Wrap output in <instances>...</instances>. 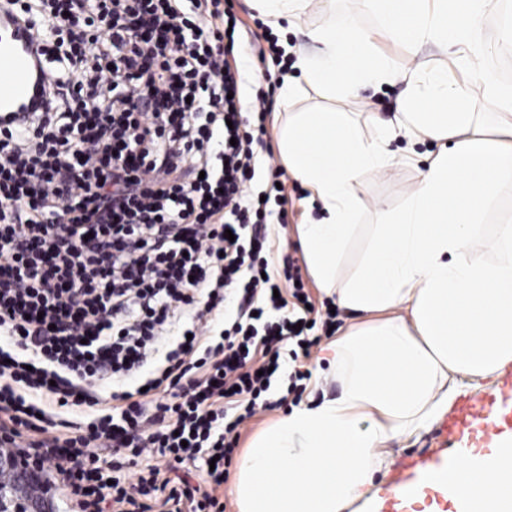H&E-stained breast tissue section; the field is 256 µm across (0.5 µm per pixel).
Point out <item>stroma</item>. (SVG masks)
I'll list each match as a JSON object with an SVG mask.
<instances>
[{
	"label": "stroma",
	"mask_w": 512,
	"mask_h": 512,
	"mask_svg": "<svg viewBox=\"0 0 512 512\" xmlns=\"http://www.w3.org/2000/svg\"><path fill=\"white\" fill-rule=\"evenodd\" d=\"M231 4L234 13L250 29L260 33H270L279 42L288 43L290 53L287 57V77L289 78H300L301 70L298 66L300 56L317 49L316 43L310 37L311 32L327 22L330 16L334 15L340 19L348 17L359 29L370 35L372 51L393 60L398 66L403 68L437 64L446 66L451 81L470 86V111L478 113L485 126L490 127L494 124L485 92L476 82L472 71L450 67V53L434 44L426 43L415 50L386 36L381 30L374 0H336L334 8L331 9L327 8L324 0H308L298 19L289 23L283 21L276 25L255 9L253 0H231ZM480 30L485 39L496 41L498 44L497 51L484 58V67L494 71L502 83L512 82V77L503 71L500 63L503 55L512 54V0H497L496 4L482 17ZM236 60L238 66L249 74L259 77L267 74L271 77L272 86L268 95L269 110L264 121L266 133L263 140L272 148L277 145L276 128L285 120L286 113L290 110L348 112L359 122L365 136H373L376 133L374 118L394 119L398 102L406 89L405 83L402 82L388 84L368 81L360 85L356 96L332 99L327 97L320 88L307 85L304 86L301 95L291 108L285 109L278 104L283 77L279 76L277 66H274L270 59L261 57L258 45L242 43L237 50ZM390 148L396 154L412 156L413 161L409 164L389 167L377 174L364 176L360 181L356 188L359 212L348 247L338 265L340 278H347L358 269L372 244L375 225L382 223L387 213L404 205L412 187L425 169L427 155L436 151L437 146L429 141L411 145L399 137L391 142ZM283 182L288 198L287 224L283 227L276 225L271 229L273 258L278 262L286 257L296 260L310 300L316 310L321 311L326 305L331 304L332 299L319 288L309 273L299 243L297 227L321 219L322 207L318 202L311 200L309 191L291 175H284ZM508 222L512 223V185L503 184L497 187L491 204L481 218L478 236L470 242L471 251L476 258L484 261L493 258L492 241L496 227ZM287 384V377L283 374L273 381L270 397L277 400L279 406L273 410L258 412L242 427L240 448H247L256 434L291 410V403L284 400Z\"/></svg>",
	"instance_id": "35a3bbf8"
}]
</instances>
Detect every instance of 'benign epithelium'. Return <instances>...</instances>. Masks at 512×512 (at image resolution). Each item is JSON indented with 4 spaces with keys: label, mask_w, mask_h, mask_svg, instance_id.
Listing matches in <instances>:
<instances>
[{
    "label": "benign epithelium",
    "mask_w": 512,
    "mask_h": 512,
    "mask_svg": "<svg viewBox=\"0 0 512 512\" xmlns=\"http://www.w3.org/2000/svg\"><path fill=\"white\" fill-rule=\"evenodd\" d=\"M0 474L10 482L0 485V512H51V507L38 493L39 475L26 468L21 457L0 453Z\"/></svg>",
    "instance_id": "benign-epithelium-1"
}]
</instances>
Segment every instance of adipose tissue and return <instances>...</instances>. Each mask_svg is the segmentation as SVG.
<instances>
[{"instance_id": "1", "label": "adipose tissue", "mask_w": 512, "mask_h": 512, "mask_svg": "<svg viewBox=\"0 0 512 512\" xmlns=\"http://www.w3.org/2000/svg\"><path fill=\"white\" fill-rule=\"evenodd\" d=\"M491 2L378 0V14L395 40L462 46L455 64L471 69L486 52L478 21ZM312 38L321 50L299 65L328 95L356 94L371 80L403 82L408 91L396 120L380 123L372 138L336 111L292 112L279 130L289 173L324 211L300 227L310 271L363 321L324 350L339 394L295 408L253 439L231 488L238 512H345L389 471L390 444L418 436L448 411L458 376L490 378L512 364V225H499L492 261L468 251L494 185L512 184V85L479 71L498 125L484 134L467 87L450 83L447 71L372 56L348 21H328ZM400 135L439 149L404 206L377 226L357 273L339 279L355 186L401 163L388 148ZM453 488L464 512H512V449L458 465Z\"/></svg>"}]
</instances>
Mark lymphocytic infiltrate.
Segmentation results:
<instances>
[{
  "instance_id": "lymphocytic-infiltrate-1",
  "label": "lymphocytic infiltrate",
  "mask_w": 512,
  "mask_h": 512,
  "mask_svg": "<svg viewBox=\"0 0 512 512\" xmlns=\"http://www.w3.org/2000/svg\"><path fill=\"white\" fill-rule=\"evenodd\" d=\"M220 5L0 0L37 29L49 76L45 111L0 121V448L80 512H224L274 372L300 403L298 361L339 322L311 313L292 262L271 268L282 171L243 119L267 96L247 98L230 62L245 25ZM46 400L90 416L56 433ZM102 448L127 459L104 469ZM198 457L207 489L162 477Z\"/></svg>"
}]
</instances>
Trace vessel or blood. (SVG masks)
Segmentation results:
<instances>
[{"label":"vessel or blood","instance_id":"vessel-or-blood-1","mask_svg":"<svg viewBox=\"0 0 512 512\" xmlns=\"http://www.w3.org/2000/svg\"><path fill=\"white\" fill-rule=\"evenodd\" d=\"M36 30L28 29L7 14H0V112H22L33 98ZM447 435L457 437L459 460L467 461L496 449L500 439L512 432V381L499 390L465 401L443 426ZM401 492H390L382 512H413L417 497L414 484L402 480Z\"/></svg>","mask_w":512,"mask_h":512}]
</instances>
